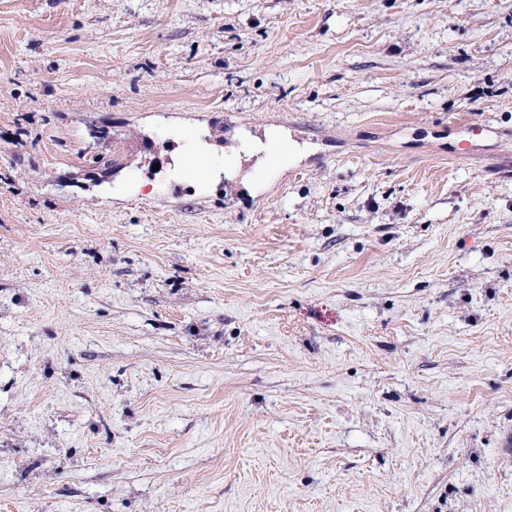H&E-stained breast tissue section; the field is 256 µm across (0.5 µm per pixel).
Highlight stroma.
I'll use <instances>...</instances> for the list:
<instances>
[{"instance_id": "obj_1", "label": "stroma", "mask_w": 512, "mask_h": 512, "mask_svg": "<svg viewBox=\"0 0 512 512\" xmlns=\"http://www.w3.org/2000/svg\"><path fill=\"white\" fill-rule=\"evenodd\" d=\"M0 512H512V0H0Z\"/></svg>"}]
</instances>
